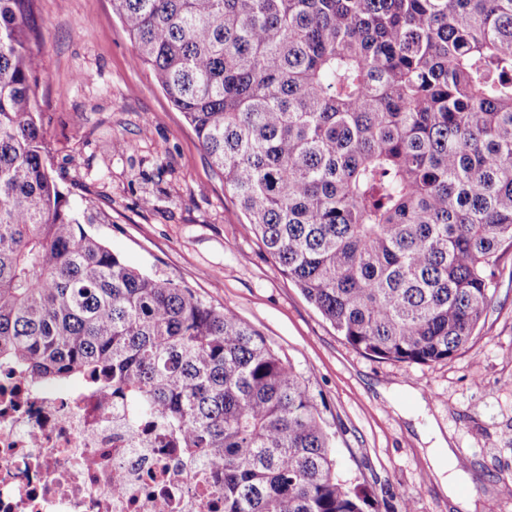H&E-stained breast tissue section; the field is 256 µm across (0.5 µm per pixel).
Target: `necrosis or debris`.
I'll list each match as a JSON object with an SVG mask.
<instances>
[{"label": "necrosis or debris", "instance_id": "obj_1", "mask_svg": "<svg viewBox=\"0 0 512 512\" xmlns=\"http://www.w3.org/2000/svg\"><path fill=\"white\" fill-rule=\"evenodd\" d=\"M157 418L78 381L0 372V512H224L212 467Z\"/></svg>", "mask_w": 512, "mask_h": 512}]
</instances>
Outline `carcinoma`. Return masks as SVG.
Listing matches in <instances>:
<instances>
[{
	"instance_id": "obj_1",
	"label": "carcinoma",
	"mask_w": 512,
	"mask_h": 512,
	"mask_svg": "<svg viewBox=\"0 0 512 512\" xmlns=\"http://www.w3.org/2000/svg\"><path fill=\"white\" fill-rule=\"evenodd\" d=\"M29 0H0V364L89 377L220 469L224 512H365L309 389L128 266L52 175ZM247 223L367 356L455 357L512 249V0H113Z\"/></svg>"
}]
</instances>
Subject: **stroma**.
<instances>
[{
  "label": "stroma",
  "mask_w": 512,
  "mask_h": 512,
  "mask_svg": "<svg viewBox=\"0 0 512 512\" xmlns=\"http://www.w3.org/2000/svg\"><path fill=\"white\" fill-rule=\"evenodd\" d=\"M32 92L53 175L94 205L129 266L193 288L255 327L305 379L349 486L374 512H459L428 476L420 431L439 429L475 512H512V254L466 349L430 365L379 360L339 336L267 252L184 114L135 65L112 0H31Z\"/></svg>",
  "instance_id": "obj_1"
}]
</instances>
